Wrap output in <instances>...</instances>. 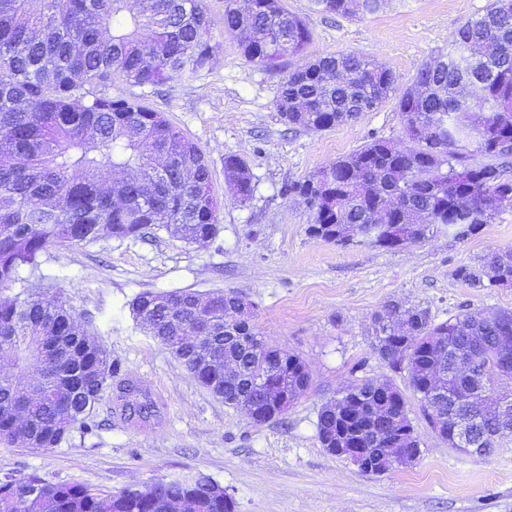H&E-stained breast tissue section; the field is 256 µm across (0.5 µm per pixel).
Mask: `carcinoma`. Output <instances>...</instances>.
I'll return each instance as SVG.
<instances>
[{
  "label": "carcinoma",
  "instance_id": "obj_1",
  "mask_svg": "<svg viewBox=\"0 0 512 512\" xmlns=\"http://www.w3.org/2000/svg\"><path fill=\"white\" fill-rule=\"evenodd\" d=\"M322 11L356 18L385 0H314ZM207 0H0V288L39 270L56 244L93 242L103 233L136 237L153 224H185L189 243L217 233L220 201L200 148L139 97L112 88L156 87L175 75L209 68ZM224 34L244 57L275 68L297 58L280 84L284 123L324 131L382 104L393 73L364 55L304 57L310 33L281 0H250L241 10L224 0ZM411 145L377 138L311 177L288 183L284 196L314 212L309 232L336 245L396 249L446 231L463 239L512 209V0H491L454 34L453 51L417 67L399 99ZM224 177L237 199L253 194L246 163L224 157ZM457 276L474 288L512 286V248L487 255ZM242 295L175 289L143 292L130 303L138 324L180 360L224 405H250L260 425L283 416L311 384L304 360L269 346L246 322L224 321ZM207 336L236 362L202 361L181 336ZM371 347L408 387L428 427L448 447L488 456L512 437V311L467 310L435 322L428 309L397 300L373 318ZM116 366L79 316L64 303L25 289L0 301V442L53 448L89 419L105 385L98 365ZM262 369L265 385L254 382ZM509 403L503 418L480 391ZM367 426L355 433L318 412L324 448H367L378 464L420 455L404 392L390 381L361 379L342 393ZM46 489L43 512H237L231 496L209 494L181 478L118 493L36 477L0 478V512L20 507L30 487Z\"/></svg>",
  "mask_w": 512,
  "mask_h": 512
}]
</instances>
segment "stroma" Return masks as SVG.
<instances>
[{
	"instance_id": "stroma-1",
	"label": "stroma",
	"mask_w": 512,
	"mask_h": 512,
	"mask_svg": "<svg viewBox=\"0 0 512 512\" xmlns=\"http://www.w3.org/2000/svg\"><path fill=\"white\" fill-rule=\"evenodd\" d=\"M489 0H388L360 19L320 11L312 0H284L311 33L308 58L365 55L392 70L395 90L355 121L314 132L289 127L276 109L279 87L296 62L264 68L224 34V0H208L219 48L208 70L144 88L147 101L206 155L222 201L218 233L190 244L163 228L137 237L102 235L87 244L49 247L41 274L0 288V300L29 287L64 299L120 365L94 409L96 429L73 431L50 449L0 444V477L36 476L117 493L197 472L222 485L237 512H512V439L479 457L448 447L424 421L415 398L409 417L421 456L380 476L322 448L319 409L362 378L407 389L371 349L372 318L390 300L428 308L441 322L465 309L512 310V287L473 288L456 276L495 250L512 247V210L475 234L438 233L401 249L341 247L312 236V210L284 197L301 180L376 138L406 145L400 95L417 67L450 52L454 33ZM246 161L254 192L239 202L224 179V158ZM235 291L253 304L251 323L271 346L299 354L311 384L282 418L254 425L225 406L137 325L131 301L146 290ZM139 383L153 416L128 419L125 379Z\"/></svg>"
}]
</instances>
